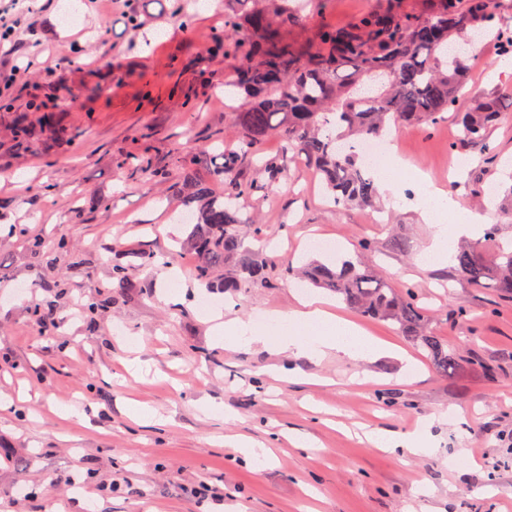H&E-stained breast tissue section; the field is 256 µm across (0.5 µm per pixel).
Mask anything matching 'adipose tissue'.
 Here are the masks:
<instances>
[{
	"label": "adipose tissue",
	"instance_id": "adipose-tissue-1",
	"mask_svg": "<svg viewBox=\"0 0 512 512\" xmlns=\"http://www.w3.org/2000/svg\"><path fill=\"white\" fill-rule=\"evenodd\" d=\"M419 181L424 218L434 225L432 241L424 254L444 263L458 239L475 236L485 226L486 217L435 186L430 177L420 176ZM447 215L452 216V223H444ZM267 323L263 330L252 322L231 318L212 326L213 341L227 349L255 347L316 360L331 353L370 360L392 349L391 344L364 335L353 324L338 318L326 301L315 296L301 298L288 313H270Z\"/></svg>",
	"mask_w": 512,
	"mask_h": 512
}]
</instances>
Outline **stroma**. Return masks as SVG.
I'll use <instances>...</instances> for the list:
<instances>
[{
	"mask_svg": "<svg viewBox=\"0 0 512 512\" xmlns=\"http://www.w3.org/2000/svg\"><path fill=\"white\" fill-rule=\"evenodd\" d=\"M384 0H310L303 24L281 28L311 44L321 20L352 22ZM232 0H33L11 40L0 43V512H512V297L461 279L454 264L421 267L433 229L413 195L427 170L469 208L512 184V121L486 142L456 148V125L399 130L407 157L399 197L379 208H334L312 174L290 166L268 181L257 161L282 136L244 155L239 181L259 192L247 212L268 228L271 248L299 266L342 247L429 311L428 333L463 361L440 375L426 353L389 321L339 316L412 356L321 361L262 349L215 346L207 308L264 325L314 287L272 272L268 284L234 294L203 288L195 258L175 269L183 286L164 299V266H137L134 289L112 286L118 253L163 254L186 238L169 190L186 171L210 175L215 142L236 145V114L224 83L239 58L214 50ZM192 16L178 21V11ZM478 90L512 84V55L479 44L469 61ZM105 91L94 94L96 86ZM40 103L55 105L46 126ZM36 138L16 137L19 120ZM162 182L131 177L139 156ZM193 159L184 169L183 159ZM467 160L456 173L454 162ZM65 238L63 253L30 242ZM371 249H361L362 241ZM140 341L149 370L126 373L125 335ZM493 366L487 374L485 366ZM304 378L278 381L275 368ZM138 401L161 420L136 421ZM221 405L223 417L203 413ZM431 419L432 453L393 456L366 431L400 434ZM273 451L244 461L224 439Z\"/></svg>",
	"mask_w": 512,
	"mask_h": 512,
	"instance_id": "1",
	"label": "stroma"
}]
</instances>
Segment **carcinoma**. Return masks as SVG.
<instances>
[{
    "mask_svg": "<svg viewBox=\"0 0 512 512\" xmlns=\"http://www.w3.org/2000/svg\"><path fill=\"white\" fill-rule=\"evenodd\" d=\"M259 0H237L238 12L224 13V34L218 49L240 54L244 63L224 83V94L241 96L237 113V152L215 148L212 181L227 184L216 190L187 173L173 186L192 230L188 248L197 257L195 278L207 288L238 292L267 283L275 261H260L243 246L250 236L262 243L265 229L244 215L240 199L259 189L235 178L239 161L264 138L280 134L286 148L261 160L267 179L274 181L290 164L315 171L325 194L337 207L373 205L380 189L356 145L379 139L403 126L436 125L444 113L469 97L470 55L461 41L500 29L497 0H434L428 12L367 11L351 25H320L306 49L284 41L281 26L304 18L306 3L269 12ZM460 145L482 142L492 127L512 117V85L497 86L486 95L470 97L468 109L454 113ZM499 227L461 248L456 271L462 279L512 296V250L499 245ZM147 251L127 263L112 265L116 287H135L131 267L167 264ZM285 276L324 288L360 315L391 321L424 349L444 376L461 369L459 356L440 336L429 335L427 310L414 292L396 288L362 263L336 257L313 262L302 271L285 265Z\"/></svg>",
    "mask_w": 512,
    "mask_h": 512,
    "instance_id": "carcinoma-1",
    "label": "carcinoma"
}]
</instances>
